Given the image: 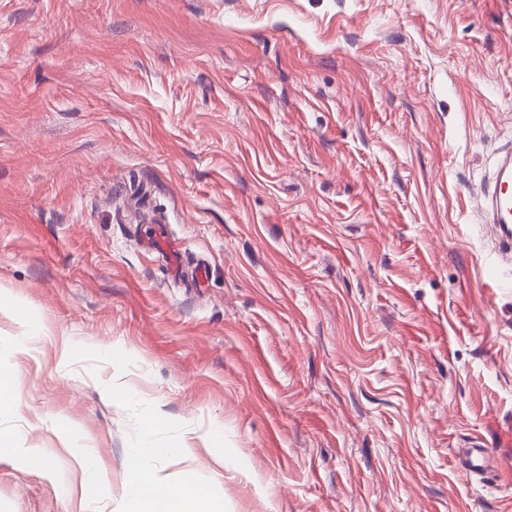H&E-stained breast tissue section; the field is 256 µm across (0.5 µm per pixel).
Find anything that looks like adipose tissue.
Masks as SVG:
<instances>
[{
  "label": "adipose tissue",
  "instance_id": "obj_1",
  "mask_svg": "<svg viewBox=\"0 0 512 512\" xmlns=\"http://www.w3.org/2000/svg\"><path fill=\"white\" fill-rule=\"evenodd\" d=\"M169 454V449L148 441L132 449L127 512H196L198 501L209 497V487L199 481L194 469L184 470L180 479L172 483L151 468V461Z\"/></svg>",
  "mask_w": 512,
  "mask_h": 512
}]
</instances>
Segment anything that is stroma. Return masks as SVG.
I'll use <instances>...</instances> for the list:
<instances>
[{
	"mask_svg": "<svg viewBox=\"0 0 512 512\" xmlns=\"http://www.w3.org/2000/svg\"><path fill=\"white\" fill-rule=\"evenodd\" d=\"M508 143L512 0H0V512H119L152 410L224 512H512ZM483 214L493 224L500 240L512 246V145L504 149L486 188L481 191ZM0 456L16 457L23 466L32 470L44 471L46 469L45 457L39 448L4 447L1 444Z\"/></svg>",
	"mask_w": 512,
	"mask_h": 512,
	"instance_id": "35a3bbf8",
	"label": "stroma"
}]
</instances>
